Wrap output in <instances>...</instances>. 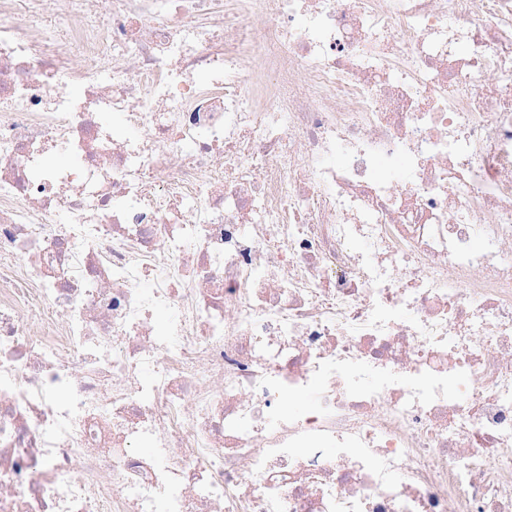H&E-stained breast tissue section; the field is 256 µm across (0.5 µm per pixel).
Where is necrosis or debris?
Returning a JSON list of instances; mask_svg holds the SVG:
<instances>
[{
	"instance_id": "4bbe7bcc",
	"label": "necrosis or debris",
	"mask_w": 512,
	"mask_h": 512,
	"mask_svg": "<svg viewBox=\"0 0 512 512\" xmlns=\"http://www.w3.org/2000/svg\"><path fill=\"white\" fill-rule=\"evenodd\" d=\"M0 512H512V0H0Z\"/></svg>"
}]
</instances>
